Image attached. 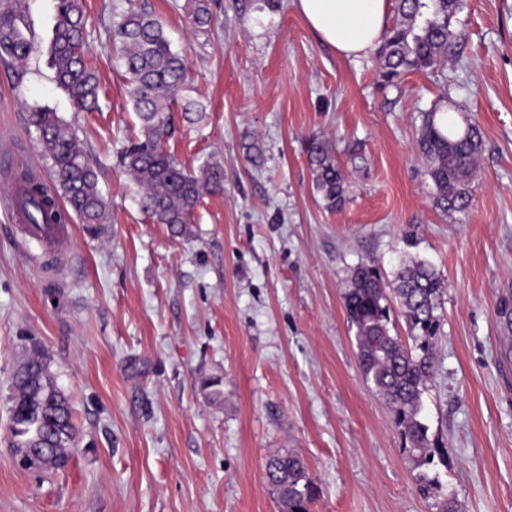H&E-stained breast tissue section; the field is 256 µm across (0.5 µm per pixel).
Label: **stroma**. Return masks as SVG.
I'll return each mask as SVG.
<instances>
[{"label": "stroma", "mask_w": 512, "mask_h": 512, "mask_svg": "<svg viewBox=\"0 0 512 512\" xmlns=\"http://www.w3.org/2000/svg\"><path fill=\"white\" fill-rule=\"evenodd\" d=\"M462 53L442 73L377 87L375 55L339 58L291 0L255 10L216 0L209 33L187 0H136L188 61L202 121L174 117L167 149L224 167L183 236L140 211L117 153L139 123L112 49L126 0H84L100 109L78 112L49 61L56 0H21L39 44L0 61V205L12 171L41 165L31 107L57 112L99 171L110 221L67 244H20L0 209V512H280L265 462L302 454L311 512H436L390 406L364 383L343 295L352 268L392 283L404 259L446 283L438 366L423 394L436 472L457 512H512V0H464ZM477 122L483 151L465 223L435 209L415 140L441 97ZM336 148L348 197L328 209L306 140ZM359 161H352V154ZM69 396L78 429L65 469L20 468L10 448L11 375L32 344ZM220 379L224 397H208Z\"/></svg>", "instance_id": "stroma-1"}]
</instances>
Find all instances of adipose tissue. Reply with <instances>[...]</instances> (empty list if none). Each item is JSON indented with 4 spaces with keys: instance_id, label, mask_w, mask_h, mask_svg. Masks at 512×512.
<instances>
[{
    "instance_id": "1",
    "label": "adipose tissue",
    "mask_w": 512,
    "mask_h": 512,
    "mask_svg": "<svg viewBox=\"0 0 512 512\" xmlns=\"http://www.w3.org/2000/svg\"><path fill=\"white\" fill-rule=\"evenodd\" d=\"M318 38L344 58L374 50L386 28L387 0H292Z\"/></svg>"
}]
</instances>
